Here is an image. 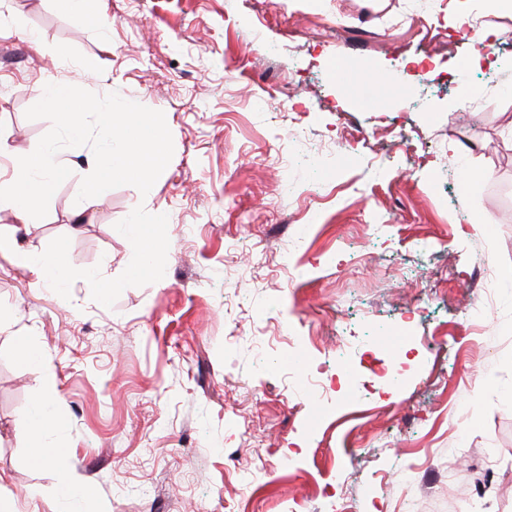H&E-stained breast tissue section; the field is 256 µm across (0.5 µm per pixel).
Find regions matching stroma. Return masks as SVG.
<instances>
[{"label": "stroma", "instance_id": "obj_1", "mask_svg": "<svg viewBox=\"0 0 512 512\" xmlns=\"http://www.w3.org/2000/svg\"><path fill=\"white\" fill-rule=\"evenodd\" d=\"M0 139L42 84L162 111L148 194L0 210V497L59 512H512V14L483 0H0ZM491 29L507 32L489 52ZM43 36L33 45L29 35ZM409 92L369 108L378 81ZM474 105L463 109V95ZM482 174L471 188L463 171ZM308 225L306 235L295 229ZM31 337L55 379L24 363ZM397 345H390L391 337ZM64 424L33 466L22 427ZM61 10L77 18L96 16L99 11V0H56ZM0 255H9L17 263H25L30 266L42 280L54 274L60 266V258L57 254L48 256L44 262H34L27 254L17 250L15 239L10 236L0 235ZM87 489L81 485V477L75 470H68L61 482V498L64 500L83 501Z\"/></svg>", "mask_w": 512, "mask_h": 512}]
</instances>
